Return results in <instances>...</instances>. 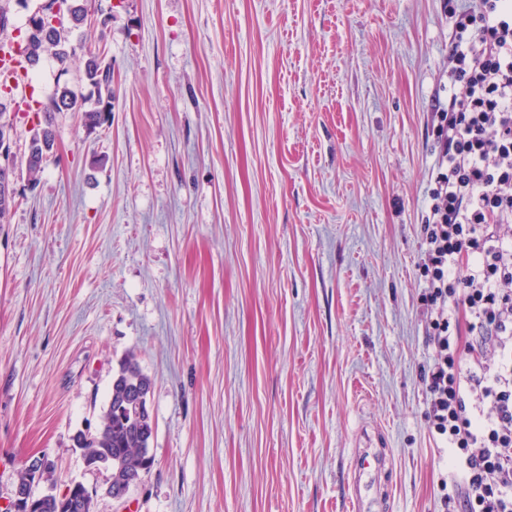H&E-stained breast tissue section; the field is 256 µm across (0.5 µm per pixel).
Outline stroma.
I'll list each match as a JSON object with an SVG mask.
<instances>
[{
  "label": "stroma",
  "instance_id": "1",
  "mask_svg": "<svg viewBox=\"0 0 512 512\" xmlns=\"http://www.w3.org/2000/svg\"><path fill=\"white\" fill-rule=\"evenodd\" d=\"M482 0H94L72 38L114 72L112 115L14 119L54 148L0 225V510L40 491L95 512H353L366 436L381 512H442L427 425L424 199L430 114L457 12ZM84 56H43L89 96ZM152 381V468L124 503L73 434L126 354ZM51 467V461L46 455L33 456L26 460L25 472L22 468L18 474V483L15 487L11 501L6 505V512H34L40 507L32 492V487L38 485L44 480L48 470ZM45 495H37V499L42 500ZM10 510V511H9ZM39 512H59L55 497L45 498L41 501ZM96 494L94 488L88 487L82 481H72L65 492L58 498L61 500L59 503L60 511L70 512H94V500L89 501L86 504H82L89 497H93ZM82 504L80 508L75 509L76 504Z\"/></svg>",
  "mask_w": 512,
  "mask_h": 512
}]
</instances>
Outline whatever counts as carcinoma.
Here are the masks:
<instances>
[{"mask_svg":"<svg viewBox=\"0 0 512 512\" xmlns=\"http://www.w3.org/2000/svg\"><path fill=\"white\" fill-rule=\"evenodd\" d=\"M91 0H49L28 19V28L18 45L22 73L38 66L43 55L51 54L65 64L76 53L70 34L90 14ZM112 63L89 51L84 64V80L95 93L92 107L75 95L67 86H57L49 103L35 102L36 111L79 112L88 129L107 122L112 112ZM52 133L37 128L30 139L26 160L29 180L37 181L53 148ZM152 381L140 367L133 353L127 354L112 376L108 401L100 414L95 437L84 445L82 454L90 471L97 470L96 462L110 463L112 488H130L141 482L148 472L149 441L153 433L152 420L140 411V397L148 396Z\"/></svg>","mask_w":512,"mask_h":512,"instance_id":"1","label":"carcinoma"}]
</instances>
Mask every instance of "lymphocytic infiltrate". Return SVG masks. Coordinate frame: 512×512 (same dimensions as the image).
Listing matches in <instances>:
<instances>
[{
  "label": "lymphocytic infiltrate",
  "instance_id": "obj_1",
  "mask_svg": "<svg viewBox=\"0 0 512 512\" xmlns=\"http://www.w3.org/2000/svg\"><path fill=\"white\" fill-rule=\"evenodd\" d=\"M483 5L449 41L421 250L445 512H512V0Z\"/></svg>",
  "mask_w": 512,
  "mask_h": 512
}]
</instances>
